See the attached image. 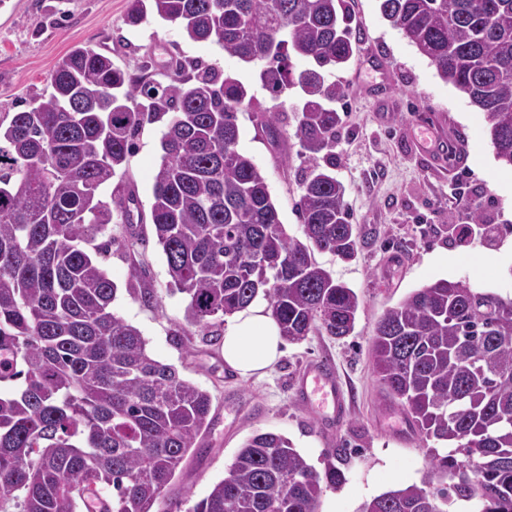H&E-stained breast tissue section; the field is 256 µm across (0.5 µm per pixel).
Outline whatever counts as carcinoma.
<instances>
[{"instance_id": "cac0c4a2", "label": "carcinoma", "mask_w": 512, "mask_h": 512, "mask_svg": "<svg viewBox=\"0 0 512 512\" xmlns=\"http://www.w3.org/2000/svg\"><path fill=\"white\" fill-rule=\"evenodd\" d=\"M383 18L484 112L496 157L512 166V0H379ZM193 42H216L245 63L264 61L278 99L298 87L296 136L308 160L287 234L266 177L238 150L247 90L199 60L167 81L130 79L112 59L77 47L50 90L0 125V512H155L210 426L212 397L151 356L140 330L111 311L116 284L101 259L111 224L134 223L135 194L100 198L147 124L167 120L151 224L187 320L206 331L268 302L281 335L345 337L356 292L314 256L357 252L344 187L316 155L336 137L329 80L353 55L342 0H130ZM309 62L296 72L291 57ZM375 373L430 449L426 486L389 490L363 512H512V299L437 280L376 323ZM479 471L467 469L470 459ZM290 440L256 432L192 512H318L326 487Z\"/></svg>"}]
</instances>
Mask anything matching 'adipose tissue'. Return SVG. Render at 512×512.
<instances>
[{"label":"adipose tissue","mask_w":512,"mask_h":512,"mask_svg":"<svg viewBox=\"0 0 512 512\" xmlns=\"http://www.w3.org/2000/svg\"><path fill=\"white\" fill-rule=\"evenodd\" d=\"M284 338L267 302L235 313L224 331V362L242 376L261 375L281 356Z\"/></svg>","instance_id":"1"}]
</instances>
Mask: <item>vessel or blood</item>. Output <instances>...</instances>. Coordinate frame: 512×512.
I'll return each mask as SVG.
<instances>
[{"label":"vessel or blood","instance_id":"1","mask_svg":"<svg viewBox=\"0 0 512 512\" xmlns=\"http://www.w3.org/2000/svg\"><path fill=\"white\" fill-rule=\"evenodd\" d=\"M296 399L311 410L325 428L331 429L346 415L341 381L325 359L307 363L293 381Z\"/></svg>","mask_w":512,"mask_h":512}]
</instances>
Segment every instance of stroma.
<instances>
[{
	"label": "stroma",
	"instance_id": "35a3bbf8",
	"mask_svg": "<svg viewBox=\"0 0 512 512\" xmlns=\"http://www.w3.org/2000/svg\"><path fill=\"white\" fill-rule=\"evenodd\" d=\"M345 6L356 52L332 73L343 90L336 102L341 122L317 161L343 184L359 245L350 261L329 253L315 259L359 297L349 336L311 333L302 342L286 343L263 376H241L225 364L222 341L186 321L187 298L169 290L171 277L152 225L113 224L107 230L114 244L103 266L118 288L114 314L140 329L155 359L175 366L213 397L210 429L163 499L173 512H190L256 431L288 437L319 471L328 451H339L346 479L324 490L319 512H361L398 478L407 486L422 485L431 446L412 431L402 408L384 396L370 357L374 325L410 292L442 278L512 298V169L496 158L483 112L382 17L379 0H345ZM127 8L128 0H7L0 7V118L24 110L46 91L57 62L76 47L111 55L133 78L141 76L148 59L160 76L183 58L203 60L245 86L252 107L237 115L238 148L264 172L287 233L300 235L295 207L308 163L296 136L298 90L272 99L260 78L264 62L244 63L225 55L219 44L192 42L178 25L153 16L128 25ZM258 107L284 111L278 139L257 127ZM163 130L160 122L145 126L113 178L136 194L145 212L153 201ZM429 131L438 149L422 147ZM458 181L468 186L469 200L486 204L504 225L493 247L478 239L459 242L453 233L452 223L467 213L451 196ZM133 234L139 243L130 253L124 243ZM134 261L145 272L142 287L154 292L151 303L128 290ZM317 358L334 363L347 396L346 420L329 437L319 433L290 390L293 374Z\"/></svg>",
	"mask_w": 512,
	"mask_h": 512
}]
</instances>
